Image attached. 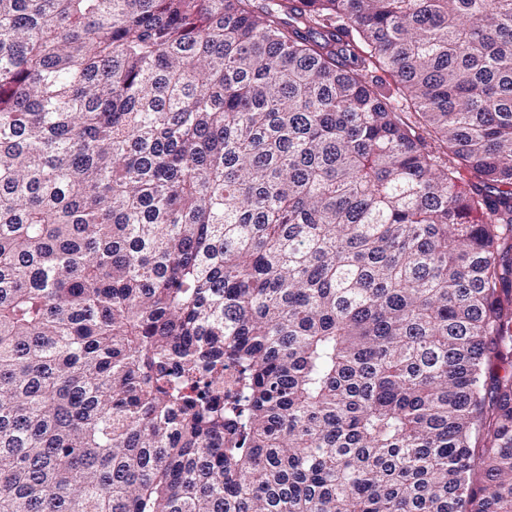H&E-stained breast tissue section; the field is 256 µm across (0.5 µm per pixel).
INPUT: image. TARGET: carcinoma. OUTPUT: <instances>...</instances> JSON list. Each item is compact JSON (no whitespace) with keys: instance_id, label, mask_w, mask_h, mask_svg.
Masks as SVG:
<instances>
[{"instance_id":"carcinoma-1","label":"carcinoma","mask_w":512,"mask_h":512,"mask_svg":"<svg viewBox=\"0 0 512 512\" xmlns=\"http://www.w3.org/2000/svg\"><path fill=\"white\" fill-rule=\"evenodd\" d=\"M508 343L512 0H0V512H512Z\"/></svg>"}]
</instances>
